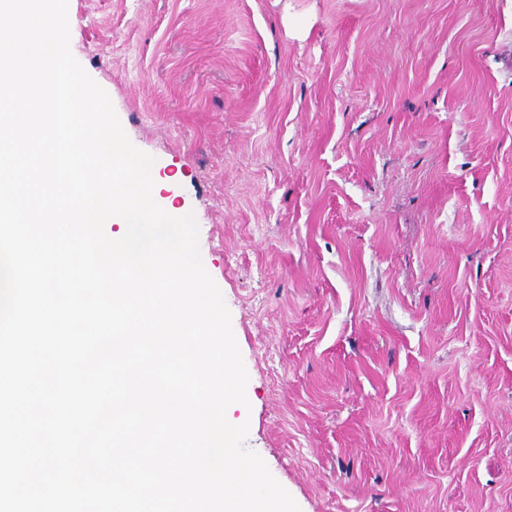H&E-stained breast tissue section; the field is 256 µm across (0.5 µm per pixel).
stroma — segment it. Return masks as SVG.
Segmentation results:
<instances>
[{"instance_id":"1","label":"stroma","mask_w":512,"mask_h":512,"mask_svg":"<svg viewBox=\"0 0 512 512\" xmlns=\"http://www.w3.org/2000/svg\"><path fill=\"white\" fill-rule=\"evenodd\" d=\"M194 213L300 512H512V0H69Z\"/></svg>"}]
</instances>
